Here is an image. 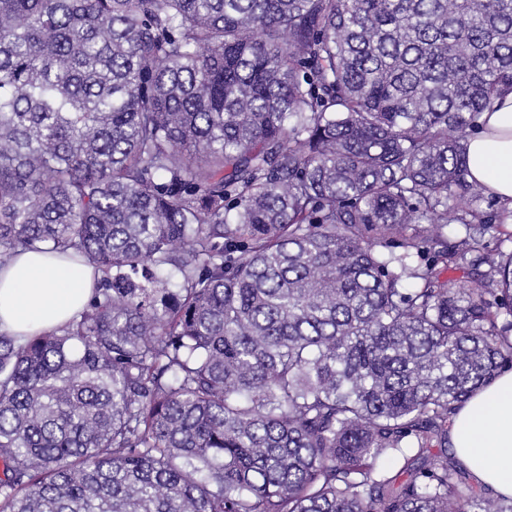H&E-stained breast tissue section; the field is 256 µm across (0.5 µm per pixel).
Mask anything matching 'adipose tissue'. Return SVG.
I'll return each mask as SVG.
<instances>
[{"mask_svg":"<svg viewBox=\"0 0 512 512\" xmlns=\"http://www.w3.org/2000/svg\"><path fill=\"white\" fill-rule=\"evenodd\" d=\"M468 179L512 208V93L483 112L468 138ZM91 269L26 252L0 269V333L30 336L79 314ZM449 440L479 484L512 497V369L478 390L453 417Z\"/></svg>","mask_w":512,"mask_h":512,"instance_id":"1","label":"adipose tissue"}]
</instances>
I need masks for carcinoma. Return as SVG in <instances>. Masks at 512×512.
<instances>
[{
  "label": "carcinoma",
  "instance_id": "carcinoma-1",
  "mask_svg": "<svg viewBox=\"0 0 512 512\" xmlns=\"http://www.w3.org/2000/svg\"><path fill=\"white\" fill-rule=\"evenodd\" d=\"M509 92L512 0H0V263L97 272L0 334V512H512L448 452L512 365ZM467 156L469 182L486 192L483 209L494 214L500 207L495 198L512 209V93L482 113L468 137Z\"/></svg>",
  "mask_w": 512,
  "mask_h": 512
}]
</instances>
